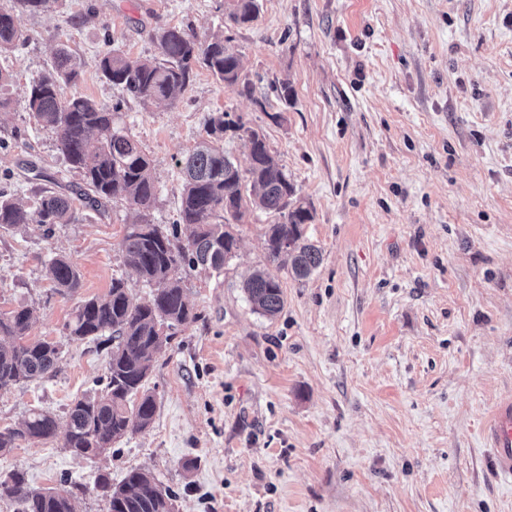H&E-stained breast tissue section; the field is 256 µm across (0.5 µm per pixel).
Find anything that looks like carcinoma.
<instances>
[{
	"label": "carcinoma",
	"mask_w": 512,
	"mask_h": 512,
	"mask_svg": "<svg viewBox=\"0 0 512 512\" xmlns=\"http://www.w3.org/2000/svg\"><path fill=\"white\" fill-rule=\"evenodd\" d=\"M54 0H13L14 8H0V54L10 51L21 39L15 9L45 11ZM259 0H227L225 25L240 27L258 19ZM162 59L131 62L116 51L105 53L99 70L110 83L143 103L174 101L193 79V65L206 67L212 75L241 95H251V83L243 73L239 56L225 46V38L213 34L201 41L177 27L156 35ZM79 68L68 46L61 45L51 70L34 80L25 104L38 123L54 128L60 150L83 177L77 197L91 208L123 201L139 214V221L127 225L122 249L127 265L139 280L153 288L151 299L131 302L122 279L112 280L104 298H88L77 307L67 325L69 336L95 341L112 337L103 390L75 400L67 413L65 446L78 457L112 448L130 428L150 427L156 412L155 396L145 390L156 355L169 343L172 331L195 320L186 302L179 271L182 268L220 272L237 247L230 231L253 210H261L275 220L265 233L266 259L275 263L288 251L294 277H308L320 264V251L307 242L304 225L311 211L296 194L294 184L271 154L265 136L245 125L242 117L214 112L206 121L205 143L179 161L182 166L180 218L171 230L146 220L156 200L152 161L139 143L117 127L114 112L80 94L63 100L60 86L75 81ZM243 133L250 143L249 166L242 171L216 142L226 132ZM73 198L47 191L33 209L0 195V231L37 223L50 232L56 224L72 218ZM191 228L187 243L179 244L178 226ZM50 270L56 288L74 292L80 274L72 261L55 257ZM244 293L252 310L268 318L284 307L280 281L264 269L256 270L244 283ZM34 322L27 306L0 314V391L25 382L43 379L58 368L61 352L57 342L38 339L24 341ZM170 333L160 338L159 330ZM139 400L128 408L133 396ZM57 431L54 417L34 411L17 428L0 431V452H7L20 440H47ZM108 499L109 512H174L173 495L153 475L131 470L122 484L113 488L99 478ZM15 500L19 512H74L67 491L28 488L24 473L15 472L0 480V498Z\"/></svg>",
	"instance_id": "cac0c4a2"
}]
</instances>
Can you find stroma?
Masks as SVG:
<instances>
[{
	"label": "stroma",
	"instance_id": "1",
	"mask_svg": "<svg viewBox=\"0 0 512 512\" xmlns=\"http://www.w3.org/2000/svg\"><path fill=\"white\" fill-rule=\"evenodd\" d=\"M224 21V0H54L18 13L25 41L0 55V191L30 206L83 182L24 103L65 43L81 69L61 97L119 105L153 161L151 223L178 220L177 162L226 110L264 134L312 212L305 233L322 261L304 279L267 262L271 218L248 213L220 276L183 275L197 318L153 365L151 426L94 459L72 455L61 432L18 442L0 452V479L21 470L31 489L68 490L75 512H108L97 476L117 485L139 468L177 512H512L482 433L512 394V0H260L258 20L230 32L249 98L199 66L175 103L146 105L98 69L110 50L159 57L162 29L203 38ZM282 82L291 104L273 90ZM133 219L121 203L78 202L52 233L0 231V313L35 308L30 338L61 346L55 373L0 392V430L34 408L65 423L96 392L109 349L66 325L116 278L133 302L149 298L121 250ZM57 255L77 267V292L55 287ZM258 268L283 288L272 319L242 288Z\"/></svg>",
	"mask_w": 512,
	"mask_h": 512
}]
</instances>
